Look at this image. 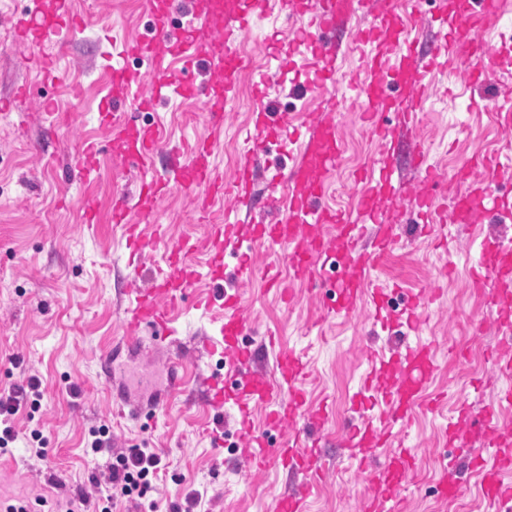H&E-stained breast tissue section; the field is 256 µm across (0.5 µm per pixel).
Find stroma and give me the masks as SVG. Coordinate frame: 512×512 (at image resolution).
<instances>
[{"instance_id": "1", "label": "stroma", "mask_w": 512, "mask_h": 512, "mask_svg": "<svg viewBox=\"0 0 512 512\" xmlns=\"http://www.w3.org/2000/svg\"><path fill=\"white\" fill-rule=\"evenodd\" d=\"M40 3L49 9L55 0H0V389L23 374L41 377L44 397L34 416L19 415V432L11 454H0V504H31L37 512H55L78 494L98 498L91 485L92 469H106L108 457L89 463L85 446L89 428L107 426L115 444L124 450L152 448L164 464L154 489L145 498L119 502L117 512H184L188 492L201 494L196 512H275L279 495L299 479L270 461L265 470L251 471L245 453L232 447L237 416L231 409H207L201 390L206 379L224 371L222 351L205 344L213 336L211 317L221 305L201 315L192 300L175 311L177 333L161 338L149 326L138 331V347H129L123 329L128 302L126 253L122 231L111 219L113 194L135 196L137 173L124 164L122 147L110 142L101 122L99 103L111 91L106 54L114 42L145 34V0H68L85 26L65 43L39 47L56 74L27 64L28 51L17 43L9 20ZM486 40L503 49L507 71L480 87H468L460 72L434 76L435 88L420 112V133L428 161L445 177L439 195L453 186L457 169L478 152L512 157V138L493 122L485 108L490 97L512 88V0L499 24L486 27ZM253 73H241L232 98L214 161L232 176L247 122L257 102ZM306 79L297 68H284L268 90L277 106L296 101L293 123L305 121L320 109L322 94L315 91L293 99L291 90ZM27 85L31 96L14 97ZM448 95H441V88ZM123 121L163 124L168 140L189 149L206 130L200 104L174 99L155 111L126 109ZM341 154L328 180L332 208L350 211L358 186L357 169L372 160L376 145L360 112L336 116ZM101 147L97 165L80 171L75 162L81 141ZM98 204L94 223L83 220L80 202ZM224 200L212 202L205 214L195 210L192 195L172 190L157 198L152 210L166 232L139 271L138 284L149 287L172 243L189 238L195 247L186 261L200 274L194 291L207 295L213 285L205 273L211 257V227L224 221ZM512 237L507 224H454L448 228L449 246L441 248L405 224L393 247L384 253L372 277L376 284L418 291L439 286L441 293L423 330L435 346L436 372L429 384L444 393L437 410L418 413L407 438L416 462L400 498L403 512H491L476 488L454 501L437 499V486L449 452L443 430L454 417L459 400L480 410L495 404L507 381L494 368L493 352L500 337L494 314L474 292L472 273L463 254L477 236ZM241 308L260 328L254 336L258 360L274 374L279 348L303 353L310 369L307 390L312 408L327 407L322 426L321 454L325 477L309 497L307 512H361V501L375 488L366 474L356 471L340 445L348 423L356 419L352 396L365 374L370 353L387 355L398 337L368 335L353 320L322 315V304L309 285H296L297 298L285 305L264 288L261 279L238 283ZM276 331L278 347L262 337ZM182 387L169 392L171 372ZM79 396H71V387ZM39 429L47 453L39 458L28 450L32 429ZM223 433L225 446L212 442Z\"/></svg>"}]
</instances>
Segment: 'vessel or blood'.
Listing matches in <instances>:
<instances>
[{
  "label": "vessel or blood",
  "mask_w": 512,
  "mask_h": 512,
  "mask_svg": "<svg viewBox=\"0 0 512 512\" xmlns=\"http://www.w3.org/2000/svg\"><path fill=\"white\" fill-rule=\"evenodd\" d=\"M272 3L277 4L278 15L290 22L282 34L283 41L302 50L326 101L321 112L301 129L290 130L286 114L274 113L265 102L271 74L259 73L255 91L262 103L252 115L236 173L228 180L213 163L215 144L224 128L225 105L238 89L239 48L251 34L256 18L268 14ZM371 4L372 0H208L207 14L176 28L171 23L176 0H146L151 36L120 44V61L110 69L114 93L100 108L114 141L124 148V160L131 162L138 173L142 221L151 218V202L171 184L204 203L219 195L224 197V222L212 228L217 252L207 275L221 294L224 310L212 345L222 349L235 381L230 384L208 379L206 401L216 410L227 406L237 409L240 420L236 436L248 449L250 469L262 471L274 457L282 467L306 477L310 488L317 486L324 474L319 451L323 414L308 408L304 388L307 365L295 349H283L278 354V380L265 378L247 340L251 325L242 313L236 291L225 289V281H239L250 274L252 253L258 246L286 262L293 279L320 281L327 264L335 261V247L340 244L347 252L346 268L335 284L333 313L386 330L390 324L382 311L390 295L374 285L372 272L378 256L394 243L397 222L420 225L422 233L430 235L440 233L449 224L512 220V207L499 203L496 194L500 160L479 153L460 167L456 176L460 188L451 209L437 207V188L444 177L427 164L418 127V112L428 96L426 77L430 69L444 71L449 65L463 63L468 84L500 71V52L483 38L482 32L487 20L502 12L503 0H460L450 21L441 22L435 39L427 44L412 35L424 22L425 13L415 9L379 16ZM358 12L367 16L368 22L356 31L351 42H344L341 32L345 22ZM300 18L306 24L299 28L295 22ZM217 21L222 27L215 34L211 28ZM82 26V18L71 11L67 0H58L53 10L36 7L13 20L14 32L31 49L47 40L67 41ZM353 47L362 53L366 75L345 83L339 78L340 63ZM129 56L147 59L149 70L142 73L127 68L122 60ZM176 61L189 74L207 69L210 80L171 79ZM174 96L200 101L208 134L190 151L178 153L175 177L169 182L153 174L154 161L167 145L161 127L154 124L135 128L117 121L116 112L128 100L137 110L151 111ZM355 105L363 112L366 128L378 145L380 165L365 170L362 179L369 187L360 192L355 211L342 212L324 203L326 176L334 170L340 152L335 114ZM402 130L410 131L416 144L405 159L398 154V133ZM288 138L299 140L298 149L287 165L276 168L264 194L256 195L258 156L269 153L273 143ZM405 162L419 174L418 190L406 197L395 178ZM128 215L127 197L113 195L112 221L124 230L131 283L126 290L124 327L131 333L149 325L165 335H174L171 312L185 300L197 279L196 272L183 260L190 244L183 241L168 248L165 266L159 269L152 287H138L135 281L140 264L151 243L144 239L139 224L129 222ZM321 224L332 228V239L315 234V227ZM478 254L472 286L487 300L499 302L502 295L512 292V241L483 238ZM437 295L434 288L403 291V326L416 338L401 341L392 350L389 361L397 370L395 380H387L376 367H369L352 401L354 408L361 409L368 395L374 394L384 405L381 427L360 421L350 428L343 443L358 472L368 474L372 484H384L388 491L384 500L370 504V512H401L398 492L414 461L404 438L415 408L436 406L435 401L422 397L436 370L435 347L418 338L417 333L429 319ZM365 297L371 302V311L362 316L358 304ZM260 404L266 408L265 428L257 431L250 424V416L253 407ZM475 430L482 431L485 445L493 453L488 458L476 454L467 468L496 512H512V422L498 420L494 409L477 412L463 402L457 408L455 422L445 429L444 440L449 447L461 448ZM270 431L288 436L273 457L267 452L266 434Z\"/></svg>",
  "instance_id": "1"
}]
</instances>
